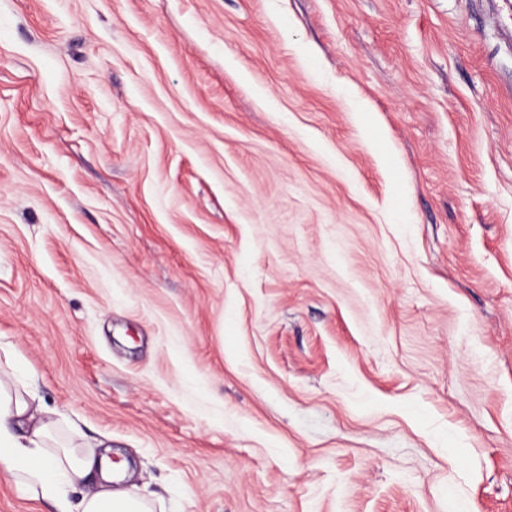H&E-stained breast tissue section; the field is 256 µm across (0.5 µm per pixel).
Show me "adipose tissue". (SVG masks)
<instances>
[{"instance_id": "1", "label": "adipose tissue", "mask_w": 512, "mask_h": 512, "mask_svg": "<svg viewBox=\"0 0 512 512\" xmlns=\"http://www.w3.org/2000/svg\"><path fill=\"white\" fill-rule=\"evenodd\" d=\"M59 421L41 406L12 352L0 357V469L55 512H150L133 488L113 483L108 452L61 439ZM99 473L94 490L71 500L69 488Z\"/></svg>"}]
</instances>
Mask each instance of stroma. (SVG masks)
Returning a JSON list of instances; mask_svg holds the SVG:
<instances>
[{"label":"stroma","mask_w":512,"mask_h":512,"mask_svg":"<svg viewBox=\"0 0 512 512\" xmlns=\"http://www.w3.org/2000/svg\"><path fill=\"white\" fill-rule=\"evenodd\" d=\"M0 347L156 512H512V0H0Z\"/></svg>","instance_id":"1"}]
</instances>
